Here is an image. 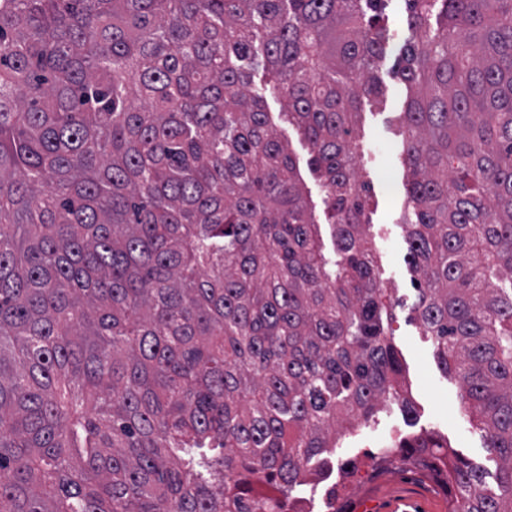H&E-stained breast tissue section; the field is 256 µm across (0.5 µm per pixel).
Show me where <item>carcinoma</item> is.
<instances>
[{
    "instance_id": "carcinoma-1",
    "label": "carcinoma",
    "mask_w": 512,
    "mask_h": 512,
    "mask_svg": "<svg viewBox=\"0 0 512 512\" xmlns=\"http://www.w3.org/2000/svg\"><path fill=\"white\" fill-rule=\"evenodd\" d=\"M382 2L0 0V512H295L336 433L415 412L351 146ZM407 5L415 312L498 487L434 434L374 461L512 512V0ZM280 106L277 97L270 93L266 94V110L270 112L271 121L281 140L287 145L289 152L296 161L301 184L313 208L315 218L319 222H322L324 219V192L316 180L309 164L311 157L309 146L301 132L279 116Z\"/></svg>"
}]
</instances>
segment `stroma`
Returning <instances> with one entry per match:
<instances>
[{
    "instance_id": "obj_1",
    "label": "stroma",
    "mask_w": 512,
    "mask_h": 512,
    "mask_svg": "<svg viewBox=\"0 0 512 512\" xmlns=\"http://www.w3.org/2000/svg\"><path fill=\"white\" fill-rule=\"evenodd\" d=\"M383 13L392 34L376 69L383 93L365 99L352 138L359 152L358 174L368 187L367 234L376 252L382 285L395 304L391 328L416 412L408 418L398 407H385L369 425L351 429L336 442L329 479L304 486L299 495L319 499L330 485L336 484L345 487L355 512H448L447 495L420 470L396 463L377 470L372 462L373 454L401 438L434 433L473 464L491 472L496 469L481 433L467 421L458 383L438 368L433 348L423 336L413 310L414 277L399 223L407 199L400 120L406 108L407 89L394 74L408 37L405 0H386ZM265 107L296 161L316 220H323L324 193L311 170L307 142L298 129L280 117L277 97L267 95ZM442 396L449 397L448 406H440L438 399ZM348 460L356 461L359 467L351 477L342 469Z\"/></svg>"
}]
</instances>
